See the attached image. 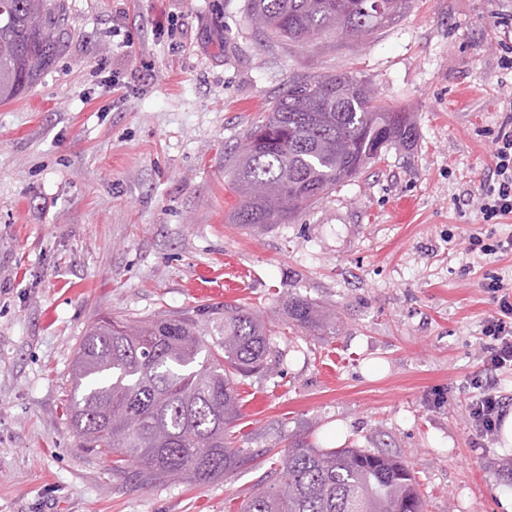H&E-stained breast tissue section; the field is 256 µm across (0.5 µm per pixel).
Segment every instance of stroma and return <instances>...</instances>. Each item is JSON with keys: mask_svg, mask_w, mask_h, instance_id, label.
<instances>
[{"mask_svg": "<svg viewBox=\"0 0 512 512\" xmlns=\"http://www.w3.org/2000/svg\"><path fill=\"white\" fill-rule=\"evenodd\" d=\"M55 61L0 104V512H238L264 474L137 486L80 445L69 371L101 317L139 320L238 302L283 318L289 297L336 312L335 333L272 339L273 369L237 386L234 445L401 457L428 512H500L512 450L475 442L467 407L484 378L492 270L512 252L471 237L512 113L499 42L512 0H412L353 42L270 44L247 0H66ZM182 33L170 39L171 21ZM350 73L409 112L389 149L289 224L229 223L239 144L290 81Z\"/></svg>", "mask_w": 512, "mask_h": 512, "instance_id": "1", "label": "stroma"}]
</instances>
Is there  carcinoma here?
I'll list each match as a JSON object with an SVG mask.
<instances>
[{
	"label": "carcinoma",
	"instance_id": "obj_1",
	"mask_svg": "<svg viewBox=\"0 0 512 512\" xmlns=\"http://www.w3.org/2000/svg\"><path fill=\"white\" fill-rule=\"evenodd\" d=\"M265 39L304 44L343 27L362 36L399 18L410 0H249ZM65 0H0V103L32 87L60 48ZM416 140L411 115L382 106L367 80H294L247 133L230 223L288 224L304 206L355 178L392 145ZM288 327L336 333V316L288 298ZM279 332L240 303L200 305L132 323L105 317L83 337L66 415L83 443L139 486L222 479L258 454L232 446L238 379L269 369ZM274 457L239 512H426L415 474L363 448H317L296 436Z\"/></svg>",
	"mask_w": 512,
	"mask_h": 512
}]
</instances>
